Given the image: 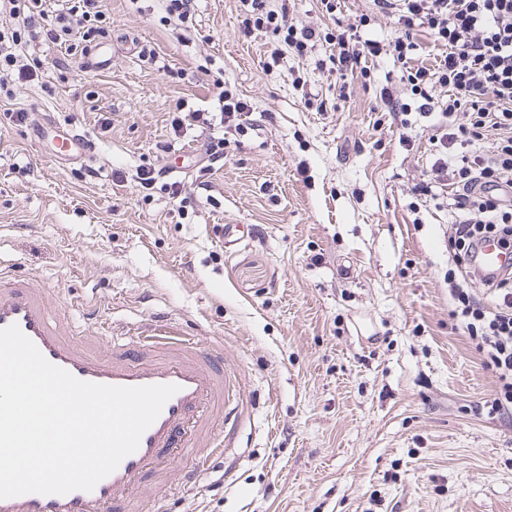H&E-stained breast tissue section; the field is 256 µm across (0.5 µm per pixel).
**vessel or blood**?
<instances>
[{
	"mask_svg": "<svg viewBox=\"0 0 512 512\" xmlns=\"http://www.w3.org/2000/svg\"><path fill=\"white\" fill-rule=\"evenodd\" d=\"M58 157L90 160L87 136L53 122L38 128ZM487 272L512 266L496 242L479 247ZM74 307L52 305L43 289L0 266V328L18 325L42 355L79 380L113 386L174 384L178 391L144 432L138 449L92 491L65 495L25 494L0 499V512H132L135 490L167 473L172 485L192 483L204 465L224 454L235 434L237 403L224 365V348L161 323L140 326L116 339L108 322L75 331Z\"/></svg>",
	"mask_w": 512,
	"mask_h": 512,
	"instance_id": "vessel-or-blood-1",
	"label": "vessel or blood"
}]
</instances>
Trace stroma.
<instances>
[{
  "instance_id": "35a3bbf8",
  "label": "stroma",
  "mask_w": 512,
  "mask_h": 512,
  "mask_svg": "<svg viewBox=\"0 0 512 512\" xmlns=\"http://www.w3.org/2000/svg\"><path fill=\"white\" fill-rule=\"evenodd\" d=\"M105 3L109 68L43 36L15 49L40 66L0 97V265L99 309L115 333L172 321L223 343L236 446L181 493L161 478L138 489L140 512H512V414L475 413L496 378L449 316L455 217L412 192L433 120L411 115L408 147L375 109L382 87L403 91L401 63L374 59L367 88L316 69L321 46L266 71L274 38L243 35L240 0H195L184 22L163 0ZM292 10L299 25L347 26L373 4ZM225 90L252 107L244 131L222 129ZM182 109L206 119L173 129ZM43 117L87 135L92 160L57 162ZM215 136L224 156L207 167ZM145 166L159 172L150 190ZM228 224L253 229L233 252Z\"/></svg>"
}]
</instances>
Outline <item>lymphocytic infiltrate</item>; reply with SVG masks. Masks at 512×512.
Wrapping results in <instances>:
<instances>
[{"label":"lymphocytic infiltrate","mask_w":512,"mask_h":512,"mask_svg":"<svg viewBox=\"0 0 512 512\" xmlns=\"http://www.w3.org/2000/svg\"><path fill=\"white\" fill-rule=\"evenodd\" d=\"M242 3L244 33L265 31L280 40L268 50L269 60L279 61L285 48L304 58L323 42L332 50L316 60V67L367 86L372 81L369 60L389 54L402 63L412 100L406 103L385 92L379 111L437 115L433 141L438 156L413 191L424 199L447 198L449 208L462 216L448 227L455 247L445 274L450 316L496 377L494 396L484 409L491 416L512 410V270L490 276L474 263L477 247L488 236L512 252V0H373L377 13L395 20L401 31L387 43L363 38L354 24L331 32L297 26L287 0ZM104 15V0H72L48 36L93 41ZM420 30L442 52L435 64L413 61V36ZM437 86L446 88L445 97L434 96ZM488 139L493 146L487 150L483 143ZM456 144L461 154L449 155ZM474 281L497 292L495 305L471 291Z\"/></svg>","instance_id":"f902f5d3"}]
</instances>
